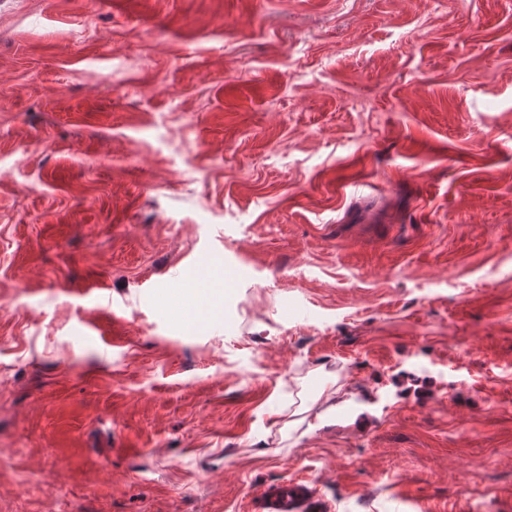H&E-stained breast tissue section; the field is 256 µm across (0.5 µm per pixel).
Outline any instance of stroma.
<instances>
[{
	"instance_id": "stroma-1",
	"label": "stroma",
	"mask_w": 512,
	"mask_h": 512,
	"mask_svg": "<svg viewBox=\"0 0 512 512\" xmlns=\"http://www.w3.org/2000/svg\"><path fill=\"white\" fill-rule=\"evenodd\" d=\"M285 483L512 512V0H0V512ZM210 280H211V289H208L209 292L207 293L209 296V299L198 304L194 311V315H200V320L202 323L214 320L215 311H217V313H218V309H217L218 308V300L222 296L224 297V291L226 292V291L230 290V289L225 290L222 288V280L220 279V276H218V275L211 276Z\"/></svg>"
}]
</instances>
